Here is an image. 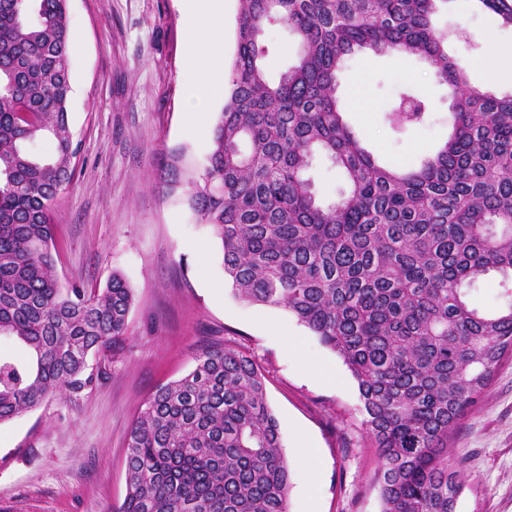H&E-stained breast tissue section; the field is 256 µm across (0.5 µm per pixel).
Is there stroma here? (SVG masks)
Listing matches in <instances>:
<instances>
[{"label": "stroma", "instance_id": "35a3bbf8", "mask_svg": "<svg viewBox=\"0 0 512 512\" xmlns=\"http://www.w3.org/2000/svg\"><path fill=\"white\" fill-rule=\"evenodd\" d=\"M74 92L70 123L80 154L53 211L56 274L63 286L105 287L121 274L134 291L122 350L99 384L52 398L0 424V505L9 512H116L125 495L131 425L148 395L194 366L196 348L229 340L266 376L289 465V512H380L379 458L362 426L358 387L342 358L287 310L235 296L213 230L167 193L160 163L180 149L203 167L224 102L206 124L185 91L201 77L190 64L185 0H69ZM469 82L484 88L481 60L512 44V30L477 8L450 0L435 17ZM271 82L296 61L287 28L261 37ZM425 106L423 121L398 126L389 115L401 90ZM348 123L380 160L412 166L448 138L450 90L424 59L369 51L337 74ZM305 176L317 198L337 201L340 169L315 155ZM297 343L299 356L288 353ZM322 458L312 474L300 455ZM449 446L464 475L456 512H512V356L465 414Z\"/></svg>", "mask_w": 512, "mask_h": 512}]
</instances>
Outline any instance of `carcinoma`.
<instances>
[{
    "label": "carcinoma",
    "mask_w": 512,
    "mask_h": 512,
    "mask_svg": "<svg viewBox=\"0 0 512 512\" xmlns=\"http://www.w3.org/2000/svg\"><path fill=\"white\" fill-rule=\"evenodd\" d=\"M236 47L203 170L164 165L221 240L235 295L283 308L343 358L377 448L382 512H455L462 490L448 441L512 354V93L471 86L433 17L449 0H238ZM512 28V0H476ZM68 0H0V423L91 389L94 356L123 348L133 289L63 288L53 205L79 144ZM285 24L296 64L267 78L264 30ZM368 50L427 60L452 92V132L417 167L378 163L344 120L337 72ZM396 108L391 122L422 121ZM48 138L43 159L33 145ZM322 152L347 181L317 201L303 173ZM500 278L486 309L475 285ZM158 386L132 423L118 512H288L289 469L265 376L241 348L211 344Z\"/></svg>",
    "instance_id": "cac0c4a2"
}]
</instances>
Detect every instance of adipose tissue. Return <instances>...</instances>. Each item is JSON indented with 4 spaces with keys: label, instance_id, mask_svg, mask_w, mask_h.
<instances>
[{
    "label": "adipose tissue",
    "instance_id": "ef3b65f1",
    "mask_svg": "<svg viewBox=\"0 0 512 512\" xmlns=\"http://www.w3.org/2000/svg\"><path fill=\"white\" fill-rule=\"evenodd\" d=\"M222 0H189L187 38L193 48L191 62L203 77L186 90L189 101L209 102L224 94V65L221 45L213 34L222 25Z\"/></svg>",
    "mask_w": 512,
    "mask_h": 512
}]
</instances>
